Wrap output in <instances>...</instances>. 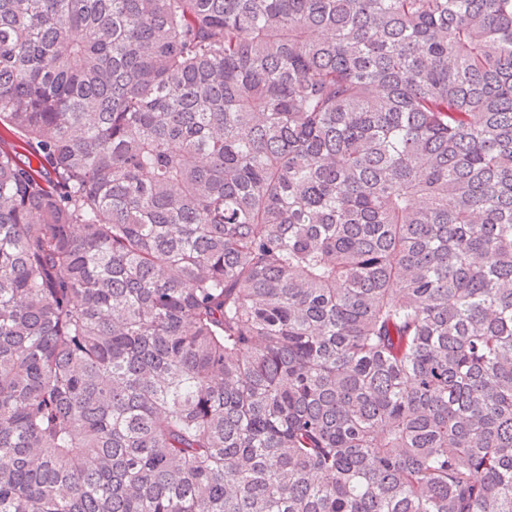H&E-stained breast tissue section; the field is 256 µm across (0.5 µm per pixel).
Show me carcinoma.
Here are the masks:
<instances>
[{
	"mask_svg": "<svg viewBox=\"0 0 512 512\" xmlns=\"http://www.w3.org/2000/svg\"><path fill=\"white\" fill-rule=\"evenodd\" d=\"M0 512H512V0H0Z\"/></svg>",
	"mask_w": 512,
	"mask_h": 512,
	"instance_id": "carcinoma-1",
	"label": "carcinoma"
}]
</instances>
